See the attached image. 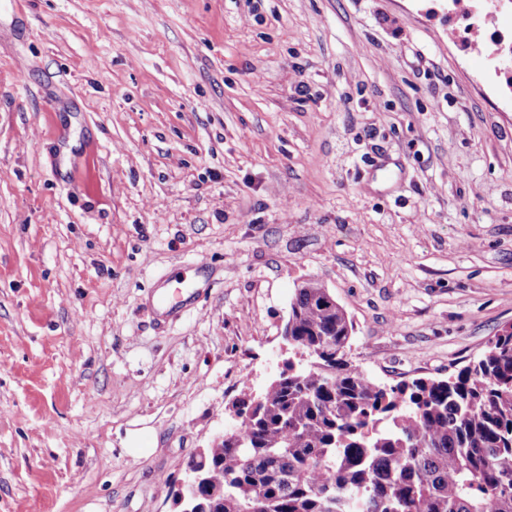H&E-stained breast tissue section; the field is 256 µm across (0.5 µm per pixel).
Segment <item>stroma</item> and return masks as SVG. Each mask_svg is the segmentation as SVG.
<instances>
[{
    "label": "stroma",
    "mask_w": 512,
    "mask_h": 512,
    "mask_svg": "<svg viewBox=\"0 0 512 512\" xmlns=\"http://www.w3.org/2000/svg\"><path fill=\"white\" fill-rule=\"evenodd\" d=\"M469 5L0 0V512H174L303 281L382 384L512 325V7ZM171 293L162 292L157 297L158 308L171 310L175 304L185 302L191 295L194 285L190 282H176ZM173 301L175 303L173 304Z\"/></svg>",
    "instance_id": "stroma-1"
}]
</instances>
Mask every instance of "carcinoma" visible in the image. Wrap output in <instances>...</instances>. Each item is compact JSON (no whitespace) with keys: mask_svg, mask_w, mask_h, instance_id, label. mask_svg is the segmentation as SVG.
Listing matches in <instances>:
<instances>
[{"mask_svg":"<svg viewBox=\"0 0 512 512\" xmlns=\"http://www.w3.org/2000/svg\"><path fill=\"white\" fill-rule=\"evenodd\" d=\"M296 289L288 343L313 351L205 449L200 512H512V332L445 378L389 388L346 358L353 324Z\"/></svg>","mask_w":512,"mask_h":512,"instance_id":"1","label":"carcinoma"}]
</instances>
